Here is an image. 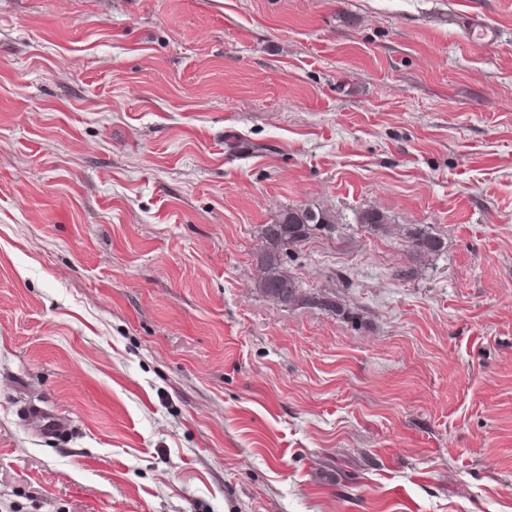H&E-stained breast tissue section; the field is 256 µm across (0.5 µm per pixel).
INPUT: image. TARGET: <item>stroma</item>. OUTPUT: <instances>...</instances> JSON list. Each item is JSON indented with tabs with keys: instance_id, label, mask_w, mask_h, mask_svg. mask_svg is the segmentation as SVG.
<instances>
[{
	"instance_id": "1",
	"label": "stroma",
	"mask_w": 512,
	"mask_h": 512,
	"mask_svg": "<svg viewBox=\"0 0 512 512\" xmlns=\"http://www.w3.org/2000/svg\"><path fill=\"white\" fill-rule=\"evenodd\" d=\"M0 512H512V0H0ZM337 219L330 212L306 208L283 209L273 224L262 226L263 246L256 256V263L263 266L258 289L273 303L283 307L288 304L307 305L306 292L293 276L283 268V258L288 251L300 246L318 233L335 231ZM406 246L416 258H426L442 249V243L419 227L411 226L404 233ZM27 417L39 425L45 435H58L65 429L64 422L42 408H31Z\"/></svg>"
}]
</instances>
